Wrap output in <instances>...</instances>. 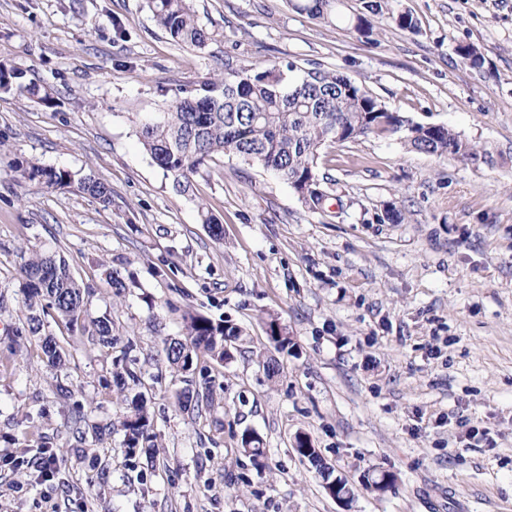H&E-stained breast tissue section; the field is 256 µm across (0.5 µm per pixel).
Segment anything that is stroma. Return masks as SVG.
Instances as JSON below:
<instances>
[{
    "label": "stroma",
    "mask_w": 512,
    "mask_h": 512,
    "mask_svg": "<svg viewBox=\"0 0 512 512\" xmlns=\"http://www.w3.org/2000/svg\"><path fill=\"white\" fill-rule=\"evenodd\" d=\"M197 6L216 32L202 50L175 45L145 0H0V63L54 100L0 94V512H512V0H389L371 44L351 26L363 0H339L329 24L288 0ZM398 13L417 31L397 27ZM460 43L481 48L483 69L462 62ZM229 57L344 73L481 156L440 159L395 136L326 147L321 210L234 156L177 192L138 122ZM32 158L104 179L111 205L27 181L18 163ZM389 204L402 223L382 221ZM32 246L58 251L90 289L83 330L47 327L65 351L56 367L10 333ZM104 264L124 275L121 295ZM189 311L246 336L228 361L200 355L187 377L165 344ZM106 312L108 348L85 332ZM272 318L292 354L270 343ZM188 386L210 407L181 408ZM137 396L156 435L150 459L125 447ZM98 424L111 432L94 434ZM247 432L263 440L264 469L239 452ZM298 432L348 480L351 507L294 452ZM44 455L62 462L47 479L33 469ZM381 471L397 476L382 495L367 485Z\"/></svg>",
    "instance_id": "stroma-1"
}]
</instances>
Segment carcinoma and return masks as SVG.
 <instances>
[{
  "label": "carcinoma",
  "mask_w": 512,
  "mask_h": 512,
  "mask_svg": "<svg viewBox=\"0 0 512 512\" xmlns=\"http://www.w3.org/2000/svg\"><path fill=\"white\" fill-rule=\"evenodd\" d=\"M156 25L178 46L203 49L213 33L201 23L195 0H146ZM295 11L312 19L331 22L336 18V0H288ZM365 12L355 16L352 27L371 42L370 16L383 12L382 0H367ZM457 54L473 69L485 63L482 51L473 44H459ZM293 66L277 60L261 65L239 67L224 62V74L207 78L200 92L177 96L167 110L146 119L140 125L141 144L151 160L170 173L178 184L217 155H232L272 170L290 183L301 200L311 208L323 207L325 193L317 173L321 150L362 138L400 135L405 147L437 157L453 155L466 161L479 158L475 145L464 140L452 128L432 123H417L391 110L369 95L347 76L315 68L292 80ZM0 93L37 98L52 105L49 94L26 79V71L0 64ZM453 151H448V147ZM26 178L47 190L73 189L107 206L110 187L99 178L76 177L71 171L44 165L36 160L19 164ZM201 223L210 235L223 238V226L208 210H201ZM103 279L120 295L127 284L121 272L103 266ZM19 288L26 314L11 331L13 336L41 337L44 360L52 366L63 361L60 347L44 331V319L50 315L70 330L78 327L87 306L89 288L73 276L65 258L57 253L31 249L21 252ZM185 338L174 339L166 347L170 366L181 372L195 370L199 354L221 362L231 358L228 344L244 336L243 330L224 321L189 312L184 317ZM92 335L103 347L112 346V318L105 313L93 321ZM125 445L131 455L143 448L155 447L150 416L144 405L135 406L134 415L122 423ZM261 438L246 433L239 451L253 466L263 468L265 449ZM294 451L308 461L323 477L324 485L338 486V492L352 496L348 482L332 477L320 449L313 447L304 433L294 437ZM395 474L383 471L371 483L373 491L384 494L393 489Z\"/></svg>",
  "instance_id": "1"
}]
</instances>
